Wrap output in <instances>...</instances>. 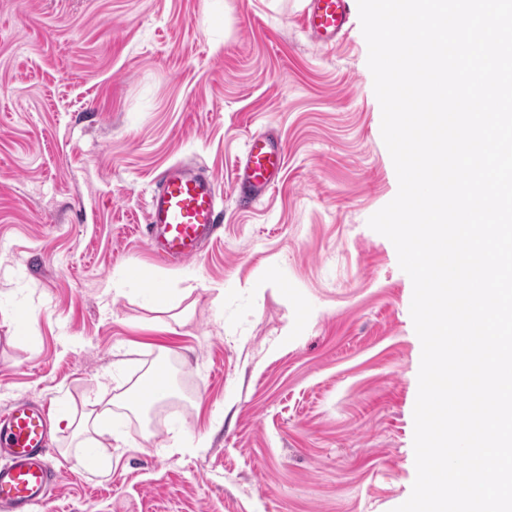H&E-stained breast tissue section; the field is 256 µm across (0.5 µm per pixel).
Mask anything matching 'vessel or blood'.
<instances>
[{
    "instance_id": "1",
    "label": "vessel or blood",
    "mask_w": 512,
    "mask_h": 512,
    "mask_svg": "<svg viewBox=\"0 0 512 512\" xmlns=\"http://www.w3.org/2000/svg\"><path fill=\"white\" fill-rule=\"evenodd\" d=\"M353 0H306L299 25L316 47H335L349 29ZM286 162L283 142L270 131L253 133L236 162L231 194L248 206L271 193ZM216 182L196 166L164 169L147 202L146 236L152 252L171 263L199 258L221 223ZM49 409L25 401L0 412V506L35 512L60 473L45 461Z\"/></svg>"
}]
</instances>
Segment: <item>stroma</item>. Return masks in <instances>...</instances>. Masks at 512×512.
<instances>
[{"instance_id": "1", "label": "stroma", "mask_w": 512, "mask_h": 512, "mask_svg": "<svg viewBox=\"0 0 512 512\" xmlns=\"http://www.w3.org/2000/svg\"><path fill=\"white\" fill-rule=\"evenodd\" d=\"M302 8L0 0V409L30 399L57 418L122 398L119 436H95L106 473L52 424L62 476L35 512H393L410 497L413 285L368 225L398 179L359 16L325 51ZM265 128L286 165L241 207L235 159ZM178 161L226 193L220 238L184 265L136 232ZM119 269L136 278L116 297ZM152 285L190 319L153 311ZM159 362L171 397L132 410ZM176 438L207 446L166 454Z\"/></svg>"}]
</instances>
